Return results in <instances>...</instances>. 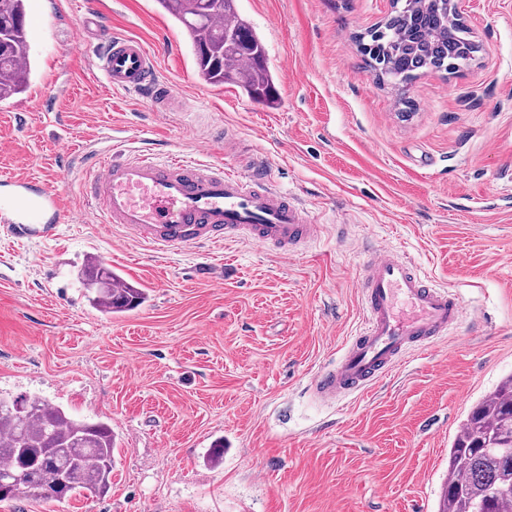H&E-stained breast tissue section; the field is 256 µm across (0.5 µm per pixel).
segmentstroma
I'll list each match as a JSON object with an SVG mask.
<instances>
[{
    "mask_svg": "<svg viewBox=\"0 0 512 512\" xmlns=\"http://www.w3.org/2000/svg\"><path fill=\"white\" fill-rule=\"evenodd\" d=\"M237 6L266 45L273 104L206 82L156 0H27L34 72L0 103V180L59 188L65 213L55 239L0 236V396L109 422L117 447L107 492L0 512H437L461 421L512 372V0H463L469 67L404 87L355 42L394 0ZM90 9L143 42L180 110L103 84L74 34ZM223 132L311 208L318 241L286 256L245 240L161 253L101 226L79 192L85 150L120 141L206 161ZM372 245L415 258L469 315L324 404L308 384L362 322ZM97 254L146 289L141 306L91 307L77 272Z\"/></svg>",
    "mask_w": 512,
    "mask_h": 512,
    "instance_id": "35a3bbf8",
    "label": "stroma"
}]
</instances>
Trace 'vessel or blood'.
I'll use <instances>...</instances> for the list:
<instances>
[{"mask_svg": "<svg viewBox=\"0 0 512 512\" xmlns=\"http://www.w3.org/2000/svg\"><path fill=\"white\" fill-rule=\"evenodd\" d=\"M75 31L79 44L92 47L110 88L136 92L160 108L181 106V93L159 78L140 40L106 33L96 13L77 20ZM218 152L219 159L205 163L135 153L120 144L93 149L82 158L89 175L80 192L98 206L101 223L119 225L163 252L243 239L285 255L320 238L322 225L296 197L275 187L264 164L251 163L245 175L226 167L240 155L238 138L221 139ZM5 184L13 196L0 206V232L54 237L57 227L46 218L60 210L59 191L23 177ZM360 288L364 328L309 384L325 402L364 391L409 354L431 349L465 317L459 294L437 285L410 257L383 248L368 261Z\"/></svg>", "mask_w": 512, "mask_h": 512, "instance_id": "b4317fda", "label": "vessel or blood"}]
</instances>
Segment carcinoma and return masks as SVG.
I'll list each match as a JSON object with an SVG mask.
<instances>
[{
	"instance_id": "cac0c4a2",
	"label": "carcinoma",
	"mask_w": 512,
	"mask_h": 512,
	"mask_svg": "<svg viewBox=\"0 0 512 512\" xmlns=\"http://www.w3.org/2000/svg\"><path fill=\"white\" fill-rule=\"evenodd\" d=\"M26 0H0V102L27 91L32 73ZM184 29L199 74L232 84L246 97L276 100L275 75L262 37L235 0H156ZM377 76L408 82L419 71L454 74L471 61L474 44L449 19L448 0H403L381 26L358 37ZM93 306L131 310L146 292L112 268L92 262L81 272ZM115 441L104 421L87 422L44 400L0 397V501L41 495L60 501L72 490L108 489ZM440 512H512V374L478 402L448 452Z\"/></svg>"
}]
</instances>
